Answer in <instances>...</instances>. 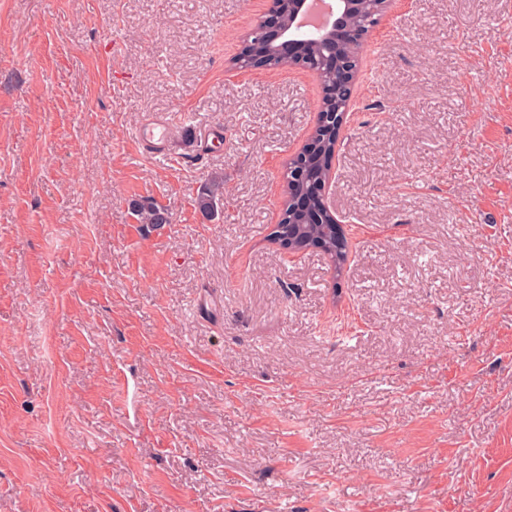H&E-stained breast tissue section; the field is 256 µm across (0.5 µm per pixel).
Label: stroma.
<instances>
[{"label": "stroma", "instance_id": "1", "mask_svg": "<svg viewBox=\"0 0 512 512\" xmlns=\"http://www.w3.org/2000/svg\"><path fill=\"white\" fill-rule=\"evenodd\" d=\"M268 5L0 0V512H512V0L374 33L339 270L271 238L320 86L228 68ZM179 123L168 116L147 120L140 128L137 138L143 148L156 156H167L166 148ZM224 200V178L219 175L212 176L204 185L197 197V205L201 211L214 216L216 208Z\"/></svg>", "mask_w": 512, "mask_h": 512}]
</instances>
